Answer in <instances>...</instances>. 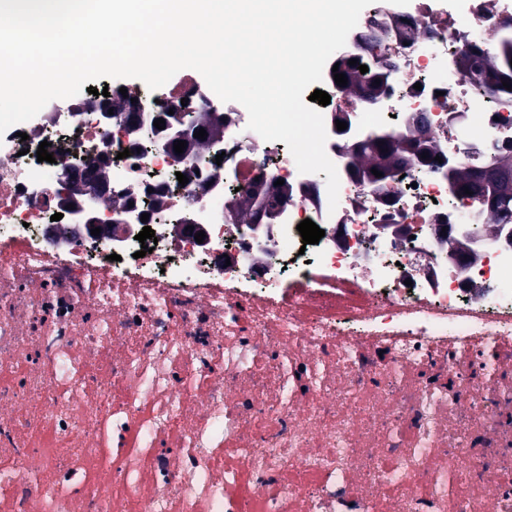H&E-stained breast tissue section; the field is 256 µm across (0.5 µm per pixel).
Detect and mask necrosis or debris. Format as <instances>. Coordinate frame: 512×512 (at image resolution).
Instances as JSON below:
<instances>
[{"instance_id":"obj_1","label":"necrosis or debris","mask_w":512,"mask_h":512,"mask_svg":"<svg viewBox=\"0 0 512 512\" xmlns=\"http://www.w3.org/2000/svg\"><path fill=\"white\" fill-rule=\"evenodd\" d=\"M413 18L366 21L399 74L387 98L368 108L324 87L334 209L285 142L248 130L241 104L218 105L190 75L165 95L223 117L222 162L129 152L120 123L95 121L107 98L89 93L10 136L0 512H512V247L470 242L488 211L453 204L447 178L420 163L384 186L346 172L351 144L377 127L412 134L422 111L437 153L493 162L512 111L479 103L448 43L489 35L512 0H468L444 23L422 0ZM43 141L53 162L37 159ZM93 162L107 185L94 214L112 224L108 199L122 197V224L50 243L55 213L87 223ZM279 180L289 198L273 223H231L236 189ZM307 218L319 243L297 230ZM444 219L466 267L433 231ZM146 225L157 242L144 255Z\"/></svg>"}]
</instances>
